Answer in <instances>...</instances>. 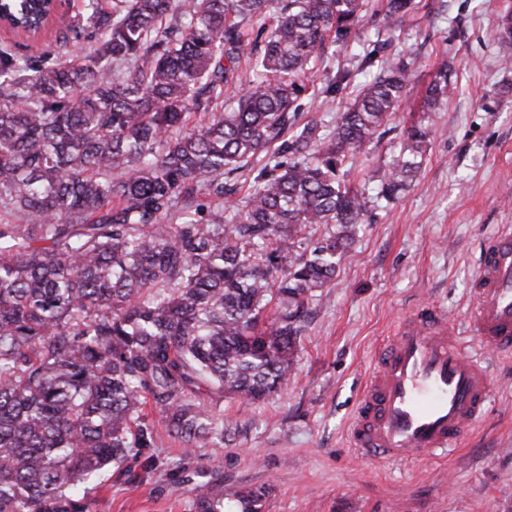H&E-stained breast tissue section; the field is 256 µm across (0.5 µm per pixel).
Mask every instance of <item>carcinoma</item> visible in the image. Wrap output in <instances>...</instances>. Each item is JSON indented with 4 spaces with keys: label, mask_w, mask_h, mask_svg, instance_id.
I'll return each mask as SVG.
<instances>
[{
    "label": "carcinoma",
    "mask_w": 512,
    "mask_h": 512,
    "mask_svg": "<svg viewBox=\"0 0 512 512\" xmlns=\"http://www.w3.org/2000/svg\"><path fill=\"white\" fill-rule=\"evenodd\" d=\"M414 0H386L385 16ZM368 0H83L61 48L77 65L0 48V512H93L89 485L155 447L224 443L204 393L259 401L288 383L316 291L336 274L369 199L348 164L385 134L408 66L381 68L328 129L304 119L325 93ZM46 0H0L36 33ZM256 78L227 96L242 58ZM454 90L443 63L433 111ZM428 129L405 132L377 196L417 176ZM309 224L321 238L302 251ZM274 305L272 322L265 311ZM158 411L150 418L146 409ZM264 490L237 496L259 512ZM193 512H228L216 483Z\"/></svg>",
    "instance_id": "carcinoma-1"
}]
</instances>
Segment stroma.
Listing matches in <instances>:
<instances>
[{
  "label": "stroma",
  "instance_id": "1",
  "mask_svg": "<svg viewBox=\"0 0 512 512\" xmlns=\"http://www.w3.org/2000/svg\"><path fill=\"white\" fill-rule=\"evenodd\" d=\"M82 9L63 0L61 17L41 36L0 34V45L54 65L80 62L92 41L63 56L58 35ZM512 0H415L404 18L365 19L337 67L357 72L376 37L379 63L409 65L410 82L387 132L366 144L349 178L366 195L400 151L406 130L429 128L421 169L401 197L378 202L354 243L336 255L333 280L319 289L286 388L255 403L224 398L230 424L221 446L185 451L159 431L156 445L130 458L127 474L103 472L91 492L94 512H193L194 485L220 480L224 502L265 491L261 512H512V354L481 349L494 401L474 434L448 457L397 465L362 458L348 430L358 397L386 339L414 312L433 306L455 330L474 302L482 251L512 225V41L498 39ZM458 89L434 112L423 97L440 63ZM309 115L334 123L354 89L325 93L315 76ZM183 460L184 469L169 463Z\"/></svg>",
  "mask_w": 512,
  "mask_h": 512
}]
</instances>
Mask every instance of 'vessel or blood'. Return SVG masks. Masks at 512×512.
I'll return each mask as SVG.
<instances>
[{
    "label": "vessel or blood",
    "instance_id": "obj_1",
    "mask_svg": "<svg viewBox=\"0 0 512 512\" xmlns=\"http://www.w3.org/2000/svg\"><path fill=\"white\" fill-rule=\"evenodd\" d=\"M476 285L464 334L426 309L388 339L350 426L358 452L391 462L429 461L447 455L485 417L492 378L478 358L464 354L463 338L512 353V228L488 240Z\"/></svg>",
    "mask_w": 512,
    "mask_h": 512
}]
</instances>
